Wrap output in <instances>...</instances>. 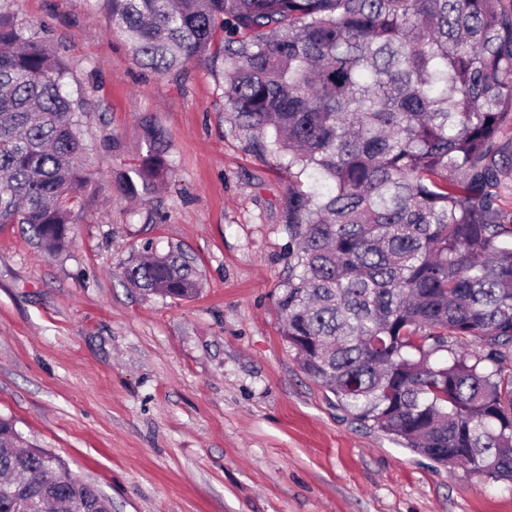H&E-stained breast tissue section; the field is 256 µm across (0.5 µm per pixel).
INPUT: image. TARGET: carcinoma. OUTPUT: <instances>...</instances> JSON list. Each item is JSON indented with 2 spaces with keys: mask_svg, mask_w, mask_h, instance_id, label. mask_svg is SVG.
Wrapping results in <instances>:
<instances>
[{
  "mask_svg": "<svg viewBox=\"0 0 512 512\" xmlns=\"http://www.w3.org/2000/svg\"><path fill=\"white\" fill-rule=\"evenodd\" d=\"M99 4L141 67L221 62L226 121L287 160L295 250L277 305L305 374L412 452L512 482V0ZM67 71L0 9V225H28L50 251L93 185ZM139 124L137 162L112 183L133 199L172 172L165 132ZM121 276L177 300L200 286L181 250ZM73 502L110 512L0 417V512Z\"/></svg>",
  "mask_w": 512,
  "mask_h": 512,
  "instance_id": "cac0c4a2",
  "label": "carcinoma"
}]
</instances>
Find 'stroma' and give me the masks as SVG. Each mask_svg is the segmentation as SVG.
I'll return each instance as SVG.
<instances>
[{
    "instance_id": "obj_1",
    "label": "stroma",
    "mask_w": 512,
    "mask_h": 512,
    "mask_svg": "<svg viewBox=\"0 0 512 512\" xmlns=\"http://www.w3.org/2000/svg\"><path fill=\"white\" fill-rule=\"evenodd\" d=\"M18 7L70 66L97 175L63 251L0 227V416L112 512H512V482L435 466L302 371L277 308L291 179L225 121L220 67L137 66L95 0ZM142 116L166 131L173 174L138 201L110 184ZM146 244L195 256L198 295L130 287L120 271Z\"/></svg>"
}]
</instances>
